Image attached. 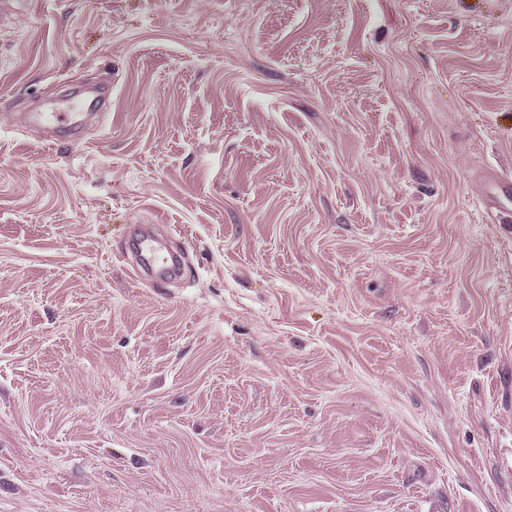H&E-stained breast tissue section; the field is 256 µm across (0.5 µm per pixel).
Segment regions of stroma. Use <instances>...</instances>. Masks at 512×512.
I'll return each mask as SVG.
<instances>
[{
  "mask_svg": "<svg viewBox=\"0 0 512 512\" xmlns=\"http://www.w3.org/2000/svg\"><path fill=\"white\" fill-rule=\"evenodd\" d=\"M0 96V512H512V0H12Z\"/></svg>",
  "mask_w": 512,
  "mask_h": 512,
  "instance_id": "1",
  "label": "stroma"
}]
</instances>
